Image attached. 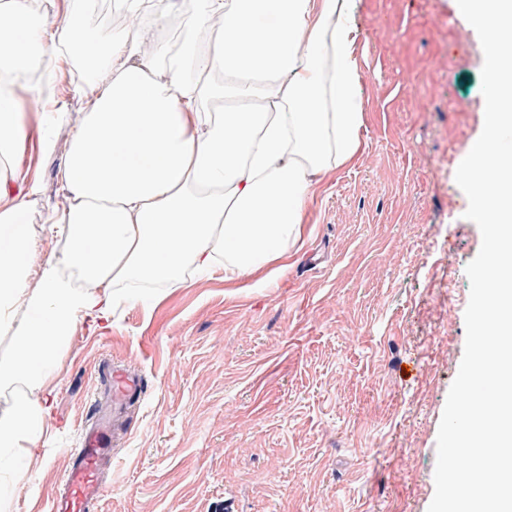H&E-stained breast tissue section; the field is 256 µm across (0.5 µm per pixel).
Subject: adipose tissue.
Wrapping results in <instances>:
<instances>
[{"label":"adipose tissue","instance_id":"adipose-tissue-1","mask_svg":"<svg viewBox=\"0 0 512 512\" xmlns=\"http://www.w3.org/2000/svg\"><path fill=\"white\" fill-rule=\"evenodd\" d=\"M125 31L97 41L80 14L62 22L32 0L0 5V512L45 432L56 359L77 322L109 320L112 290L223 270L232 282L286 262L323 176L363 147L356 0H121ZM189 26L176 48L159 39ZM268 35L256 40L254 32ZM79 63L95 89L59 177L69 195L40 257L27 219L37 184L17 160L47 101L22 83L46 57Z\"/></svg>","mask_w":512,"mask_h":512}]
</instances>
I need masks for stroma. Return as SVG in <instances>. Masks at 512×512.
<instances>
[{
  "mask_svg": "<svg viewBox=\"0 0 512 512\" xmlns=\"http://www.w3.org/2000/svg\"><path fill=\"white\" fill-rule=\"evenodd\" d=\"M118 34L101 0H38ZM364 149L307 208L287 268L159 288L150 307L116 289L112 323L84 321L60 354L43 436L25 451L11 512H51L101 360L136 361L148 387L105 473L98 512H428L437 434L463 357L482 236L455 181L483 129L484 54L455 0H357ZM55 142L21 167L28 219L66 204L60 182L90 80L54 57Z\"/></svg>",
  "mask_w": 512,
  "mask_h": 512,
  "instance_id": "1",
  "label": "stroma"
}]
</instances>
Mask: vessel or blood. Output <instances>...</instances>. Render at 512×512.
<instances>
[{
    "instance_id": "obj_1",
    "label": "vessel or blood",
    "mask_w": 512,
    "mask_h": 512,
    "mask_svg": "<svg viewBox=\"0 0 512 512\" xmlns=\"http://www.w3.org/2000/svg\"><path fill=\"white\" fill-rule=\"evenodd\" d=\"M145 390V380L132 363H99L88 420L77 447L68 451V467L52 500V512H93L104 466L116 451L118 419Z\"/></svg>"
}]
</instances>
